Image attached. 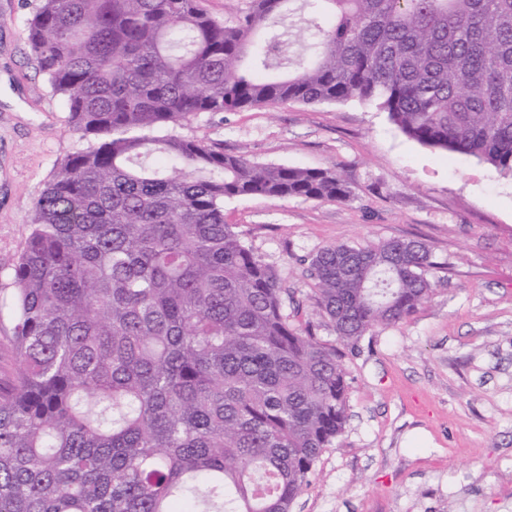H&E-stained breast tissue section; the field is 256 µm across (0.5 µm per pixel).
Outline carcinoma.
<instances>
[{"instance_id":"carcinoma-1","label":"carcinoma","mask_w":512,"mask_h":512,"mask_svg":"<svg viewBox=\"0 0 512 512\" xmlns=\"http://www.w3.org/2000/svg\"><path fill=\"white\" fill-rule=\"evenodd\" d=\"M312 61L259 73L292 0L221 21L200 0H38L28 42L70 127L0 319V512H290L347 422L342 359L410 317L427 243L330 245L308 300L227 199L342 201L332 169L259 164L169 133L203 114L357 99L409 138L512 177V0H309ZM339 345L316 335L306 303Z\"/></svg>"}]
</instances>
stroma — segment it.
Listing matches in <instances>:
<instances>
[{"label": "stroma", "mask_w": 512, "mask_h": 512, "mask_svg": "<svg viewBox=\"0 0 512 512\" xmlns=\"http://www.w3.org/2000/svg\"><path fill=\"white\" fill-rule=\"evenodd\" d=\"M32 0H0V289L55 170L89 146L33 59ZM179 135L258 163L331 168L343 202H224L254 252L299 295L306 261L338 243L418 239L437 265L418 311L346 354L348 420L290 512H512V178L423 146L374 105L288 102L203 115Z\"/></svg>", "instance_id": "obj_1"}]
</instances>
